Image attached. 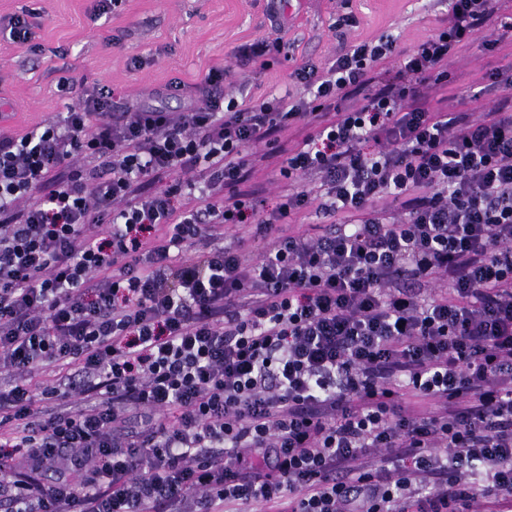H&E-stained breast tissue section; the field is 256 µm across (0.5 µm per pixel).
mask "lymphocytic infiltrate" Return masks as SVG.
I'll return each instance as SVG.
<instances>
[{
	"label": "lymphocytic infiltrate",
	"instance_id": "obj_1",
	"mask_svg": "<svg viewBox=\"0 0 512 512\" xmlns=\"http://www.w3.org/2000/svg\"><path fill=\"white\" fill-rule=\"evenodd\" d=\"M495 2L293 100L216 70L181 112L102 87L0 131V512H512V73L478 112L428 96L512 34ZM279 159H271L270 161L258 164L252 171L251 183L264 186L268 191L270 206L279 201L280 196L288 194V180L283 178L279 173ZM315 207H310L301 212L295 219L296 224H290L293 231L319 233L320 226L327 224V219L315 212Z\"/></svg>",
	"mask_w": 512,
	"mask_h": 512
}]
</instances>
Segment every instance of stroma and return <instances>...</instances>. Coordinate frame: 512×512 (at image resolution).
<instances>
[{
	"label": "stroma",
	"instance_id": "35a3bbf8",
	"mask_svg": "<svg viewBox=\"0 0 512 512\" xmlns=\"http://www.w3.org/2000/svg\"><path fill=\"white\" fill-rule=\"evenodd\" d=\"M450 0H119L91 20L94 0H0V19L28 15L26 42L0 43V131L23 134L75 104L83 89L114 90L117 103L185 108L213 69L226 70L224 92L259 103L299 95L290 73L309 63L324 67L343 44L396 38L410 48L437 33ZM355 24L342 25L346 16ZM278 41L282 53L247 67L235 49L255 40ZM512 66V37L494 51L473 44L450 67L447 87L430 92L432 105L455 112L462 97L482 87L481 106L502 91L486 74ZM76 80L67 89L64 79ZM176 95H164L171 82Z\"/></svg>",
	"mask_w": 512,
	"mask_h": 512
}]
</instances>
